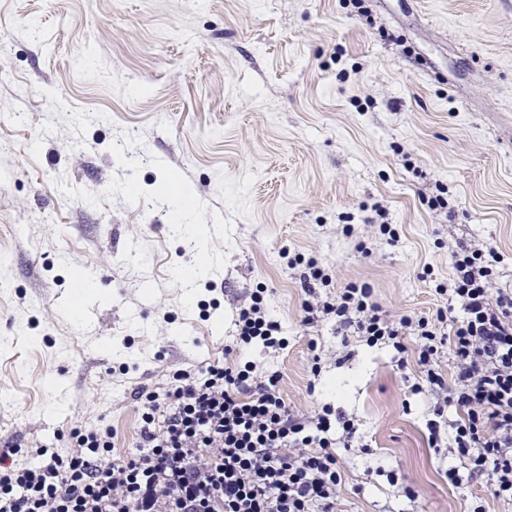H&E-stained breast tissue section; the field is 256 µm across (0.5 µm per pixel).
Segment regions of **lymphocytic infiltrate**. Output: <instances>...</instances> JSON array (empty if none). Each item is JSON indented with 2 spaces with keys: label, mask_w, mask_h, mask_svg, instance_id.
<instances>
[{
  "label": "lymphocytic infiltrate",
  "mask_w": 512,
  "mask_h": 512,
  "mask_svg": "<svg viewBox=\"0 0 512 512\" xmlns=\"http://www.w3.org/2000/svg\"><path fill=\"white\" fill-rule=\"evenodd\" d=\"M453 272L435 286L446 301L434 318L393 316L368 283L333 287V273L297 253L303 324L332 321L341 350L391 346L421 376L431 447H447L449 481L487 478L512 500V286L486 244L448 245ZM283 350L288 340L254 292L236 321L235 350ZM449 370H442V361ZM280 374L216 362L175 370L163 391L141 389L134 453L113 455L111 426L75 429L64 448H39L29 466L0 455V512H337L338 448L351 447L353 419L323 405L306 414L280 394Z\"/></svg>",
  "instance_id": "lymphocytic-infiltrate-1"
}]
</instances>
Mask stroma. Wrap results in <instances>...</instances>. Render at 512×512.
<instances>
[{"instance_id":"stroma-1","label":"stroma","mask_w":512,"mask_h":512,"mask_svg":"<svg viewBox=\"0 0 512 512\" xmlns=\"http://www.w3.org/2000/svg\"><path fill=\"white\" fill-rule=\"evenodd\" d=\"M456 239L512 281V0H0V450L33 464L106 423L133 452L132 391L223 360L261 285L288 347L239 359L354 420L341 512H512L449 481L416 366L362 343L337 363L333 325H302L283 256L432 316Z\"/></svg>"}]
</instances>
